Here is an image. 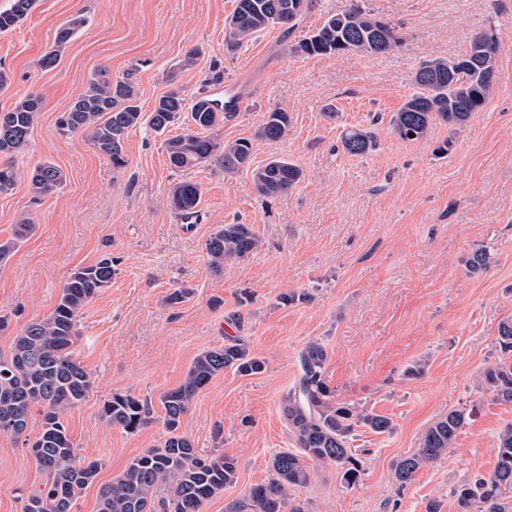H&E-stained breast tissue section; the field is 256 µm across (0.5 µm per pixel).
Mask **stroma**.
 <instances>
[{
    "mask_svg": "<svg viewBox=\"0 0 512 512\" xmlns=\"http://www.w3.org/2000/svg\"><path fill=\"white\" fill-rule=\"evenodd\" d=\"M349 0H315L294 30L256 34L236 54L224 51V23L234 0H36L13 31L0 33V69L11 79L0 107L27 93L43 108L21 170L52 160L67 175L62 192L30 203L27 180L0 194V239L25 213L36 230L0 264V332L8 351L18 331L54 308L69 273L111 255L112 284L82 311L75 344L90 373L87 400L66 416L83 458L100 460L94 482L74 512H97L102 485L136 455L165 437L162 422L134 433L107 426L100 407L112 394L158 400L183 381L202 350L244 337L267 368L254 376L225 371L190 404L181 430L200 453L238 461V478L204 512L246 499L265 482L269 460L295 450L281 398L298 381L299 354L315 338L328 348L325 377L337 400L355 401L391 417L392 434L359 431L353 446L364 465L361 482L346 486L335 466L309 461L312 480L292 488L306 512H459L456 489L496 462L499 431L512 423V405L478 388L482 373L512 364L502 351L501 322L512 317V0H361L396 27L400 47L383 55L299 56L289 48ZM86 19L57 65L39 60L71 16ZM499 44L493 91L483 109L457 130L433 125L427 138L399 139L388 121L413 93L412 75L424 60L464 54L478 33ZM197 65L178 75L194 97L211 62L224 68L212 97L232 92L244 108L225 119L223 140L250 136L270 107L288 110L287 136L254 145L252 163L286 156L303 181L288 195L261 199L249 171L227 177L200 168L198 216L186 221L168 202L177 179L148 125L132 129L127 165L113 169L81 135L59 136L56 121L107 69L139 91L143 115L168 88L170 67L189 49ZM336 108L337 119L325 116ZM375 132L364 156L338 151L346 127ZM449 144L447 154L438 148ZM251 225L259 249L214 274L204 242L220 224ZM490 248L493 262L478 274L465 262ZM190 288L182 303L167 296ZM301 294L284 306L281 294ZM421 376H407L415 362ZM470 413L446 456L399 486L394 462L416 452L421 434L452 409ZM45 474L21 441L0 434V512H22L23 494Z\"/></svg>",
    "mask_w": 512,
    "mask_h": 512,
    "instance_id": "stroma-1",
    "label": "stroma"
}]
</instances>
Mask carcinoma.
<instances>
[{"instance_id":"carcinoma-1","label":"carcinoma","mask_w":512,"mask_h":512,"mask_svg":"<svg viewBox=\"0 0 512 512\" xmlns=\"http://www.w3.org/2000/svg\"><path fill=\"white\" fill-rule=\"evenodd\" d=\"M289 0H236L225 22L224 46L235 53L253 35L276 26L295 29L312 8V0H299L297 9H288ZM35 0H11L0 10V33L14 30L34 7ZM85 20L75 16L59 28L55 45L44 53L41 64L52 68L67 45L82 31ZM402 43L391 25H384L371 11L350 3L330 15L321 26L291 45V51L307 56H328L347 50L366 55L390 52ZM499 45L494 36L476 35L465 54L449 59L434 57L420 64L412 76L416 91L398 111L389 126L402 139L418 141L429 134L432 125L463 126L472 113L489 98L493 85L487 73L496 70ZM199 52L187 51L172 67L168 82L172 88L160 96L150 115L151 129L162 134L182 114L192 128L165 138L162 149L170 168L186 172L213 166L226 176L251 169L254 192L275 198L291 192L304 178L303 169L286 157H273L251 167L253 143L276 142L285 138L290 115L274 106L265 121L248 138L219 141L215 131L224 119L237 111V96L219 104L204 91L192 104L175 86L177 73L195 67ZM42 109L41 98L33 93L0 109V193L10 192L22 178L15 157L27 144ZM137 88L129 81H112L105 69L95 73L81 93L57 120L60 136L82 134L114 168L126 165L124 145L129 131L142 124ZM338 150L351 156H364L376 145L369 129H344ZM66 184L64 171L50 160L38 164L29 176L30 201L34 205L61 192ZM201 188L184 178L169 188L168 200L177 214L188 218L197 213ZM35 230L29 217L16 225L14 233L0 239V262L7 261ZM260 246L248 224H221L205 241L210 267L220 272L224 266L246 260ZM492 262L487 249L474 252L466 266L472 273L486 270ZM112 257L75 268L63 284L58 302L46 317L26 324L15 336L8 352H0V434L20 438L25 435L31 411L42 415L40 433L25 443L39 462L46 482L31 492L22 512H73L82 491L95 479L100 463L79 457L68 436L65 415L89 397L91 376L79 361L74 344L79 336L82 309L112 284ZM328 361L326 345L319 339L308 342L299 354L301 375L281 401L282 413L293 432L300 452L281 451L270 461L271 476L253 486L247 499L225 505L224 512H305L288 489L304 487L311 481L305 459L334 465L349 486L359 484L363 462L352 450L356 429L376 434L395 429L392 418L375 413L354 402L338 401L325 381ZM266 362L253 353L241 337H229L224 344L200 352L184 381L160 397L166 436L155 448L136 456L112 482L99 489L98 512H156L158 489L169 495L162 512H202L203 506L237 476V460L224 453L200 455L188 435L180 432L182 417L193 399L213 378L225 370L243 376L264 371ZM479 389L500 403H512V365L497 364L486 369ZM101 420L110 427L133 433L156 421L150 399L114 394L103 402ZM463 409L448 411L423 432L417 451L394 464L396 481L405 486L418 472L441 459L453 447L467 424ZM496 462L492 472L478 475L461 485L455 495L460 512H512L504 495L512 491V424L498 433Z\"/></svg>"}]
</instances>
